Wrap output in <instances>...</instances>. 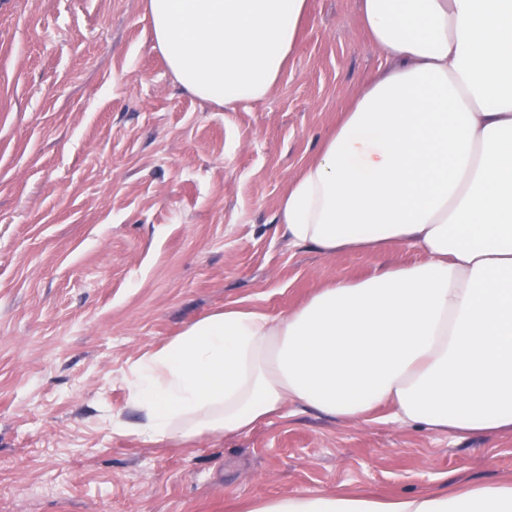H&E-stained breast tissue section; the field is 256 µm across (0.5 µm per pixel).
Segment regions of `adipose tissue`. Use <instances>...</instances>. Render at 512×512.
Instances as JSON below:
<instances>
[{"label": "adipose tissue", "instance_id": "ef3b65f1", "mask_svg": "<svg viewBox=\"0 0 512 512\" xmlns=\"http://www.w3.org/2000/svg\"><path fill=\"white\" fill-rule=\"evenodd\" d=\"M310 0H144L178 83L233 112L266 98ZM387 65L278 207L292 243L372 255L274 314L234 303L131 367L143 442L244 435L286 404L357 423L512 433V0H360ZM398 248L412 262L387 260ZM245 512H512V478L383 497L291 492Z\"/></svg>", "mask_w": 512, "mask_h": 512}]
</instances>
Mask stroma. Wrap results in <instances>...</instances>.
<instances>
[{"mask_svg":"<svg viewBox=\"0 0 512 512\" xmlns=\"http://www.w3.org/2000/svg\"><path fill=\"white\" fill-rule=\"evenodd\" d=\"M386 59L358 0H311L276 89L187 93L143 0H0V512H235L288 492L410 494L512 475V434L287 407L243 436L147 444L144 353L224 305L288 309L370 256L283 237L279 202Z\"/></svg>","mask_w":512,"mask_h":512,"instance_id":"35a3bbf8","label":"stroma"}]
</instances>
